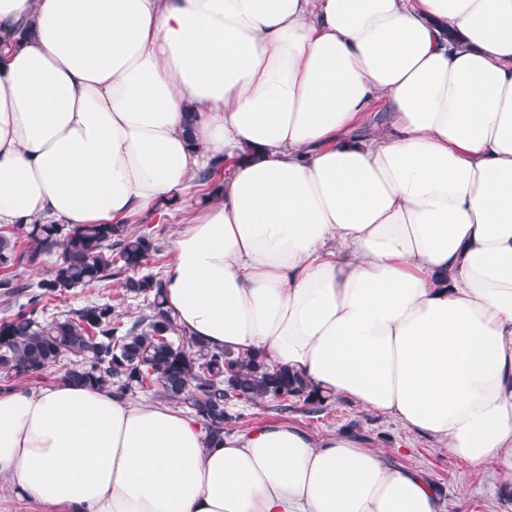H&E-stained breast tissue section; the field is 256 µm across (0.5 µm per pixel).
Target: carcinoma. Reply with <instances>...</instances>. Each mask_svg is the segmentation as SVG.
<instances>
[{"instance_id": "obj_1", "label": "carcinoma", "mask_w": 512, "mask_h": 512, "mask_svg": "<svg viewBox=\"0 0 512 512\" xmlns=\"http://www.w3.org/2000/svg\"><path fill=\"white\" fill-rule=\"evenodd\" d=\"M224 178V162L216 161L198 174L207 193L216 196ZM28 247L19 252L16 242L0 235V269L20 262L38 266L58 250L61 262L36 283L0 278V303L17 312L0 320V388L8 382L37 375L60 362L69 365L63 378L77 384L109 388L122 396L152 390L161 399L183 404L213 436L224 434L236 403L256 405L302 402L309 414L329 406L285 366L262 357H238L209 350L194 341L174 340L176 326L164 307L163 280L148 273L128 275L147 262L159 246L148 234L125 224H62L22 226ZM124 278L123 288L150 300V313L128 323L110 304H90L61 312L42 326L36 316L47 307L66 301L76 288ZM26 302H20V298Z\"/></svg>"}]
</instances>
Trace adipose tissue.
<instances>
[{"label": "adipose tissue", "instance_id": "1", "mask_svg": "<svg viewBox=\"0 0 512 512\" xmlns=\"http://www.w3.org/2000/svg\"><path fill=\"white\" fill-rule=\"evenodd\" d=\"M0 224L154 211L178 329L432 438L512 491V0H0ZM393 134L350 132L378 101ZM446 512L287 422L213 438L64 380L0 391V512Z\"/></svg>", "mask_w": 512, "mask_h": 512}]
</instances>
